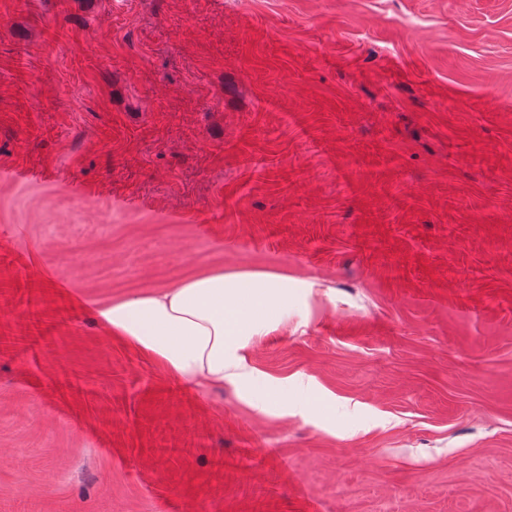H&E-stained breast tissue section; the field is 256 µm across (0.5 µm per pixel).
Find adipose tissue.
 Returning <instances> with one entry per match:
<instances>
[{"label":"adipose tissue","mask_w":512,"mask_h":512,"mask_svg":"<svg viewBox=\"0 0 512 512\" xmlns=\"http://www.w3.org/2000/svg\"><path fill=\"white\" fill-rule=\"evenodd\" d=\"M282 274L215 269L149 293L95 303L98 326L110 337L197 389L232 383L267 411L264 378L242 355L243 342L264 336L288 311Z\"/></svg>","instance_id":"obj_1"}]
</instances>
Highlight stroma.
I'll list each match as a JSON object with an SVG mask.
<instances>
[{"mask_svg":"<svg viewBox=\"0 0 512 512\" xmlns=\"http://www.w3.org/2000/svg\"><path fill=\"white\" fill-rule=\"evenodd\" d=\"M218 268L263 415L92 320ZM0 512H512V0H0Z\"/></svg>","mask_w":512,"mask_h":512,"instance_id":"stroma-1","label":"stroma"}]
</instances>
